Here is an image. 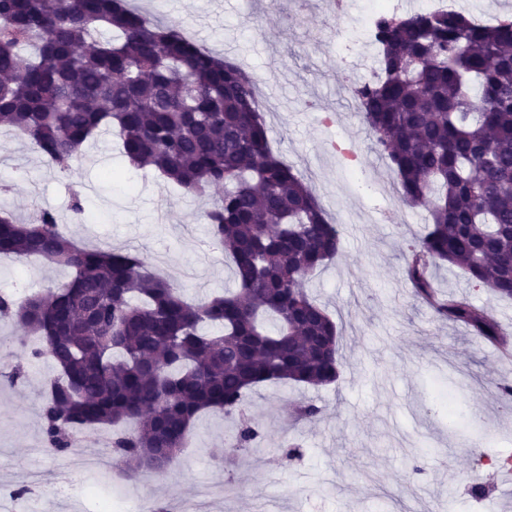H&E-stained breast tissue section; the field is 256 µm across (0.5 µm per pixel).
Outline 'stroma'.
I'll return each instance as SVG.
<instances>
[{
  "label": "stroma",
  "instance_id": "35a3bbf8",
  "mask_svg": "<svg viewBox=\"0 0 512 512\" xmlns=\"http://www.w3.org/2000/svg\"><path fill=\"white\" fill-rule=\"evenodd\" d=\"M142 14L181 30L201 48L260 81L274 104L271 146L302 176L316 175L319 202L342 228L340 253L311 277L309 294L341 330L340 373L318 388L269 382L247 399L263 438L257 451L227 468L212 449L234 424L222 412L202 414L176 466L152 480H126L118 465L76 474L67 455L45 450L41 390L54 375L40 359L29 379L0 385V485L38 481L18 512H100L114 495L130 506L179 504L201 487L215 494L214 512H483L498 498L497 462L512 456V407L495 388L512 378V359L464 326L439 320L416 301L402 270L424 232L426 211L386 196L395 181L360 118L346 109L343 82L364 79L373 47L356 55L336 48L334 29L357 38L372 0H350L347 15L328 23L326 0H271L264 13L251 0H130ZM361 146L360 163L377 190L359 193L348 160L330 141ZM0 209L18 215L52 210L75 240L134 247L147 269L199 300L235 287L232 263L215 246L199 215L214 195L191 196L153 172L128 165L115 133L85 147L63 175L28 141L0 132ZM80 190L94 222L76 221L71 192ZM433 276L447 293L463 294L512 333V300L498 299L458 269ZM322 410L319 420L294 422L299 402ZM295 447L285 458L283 450ZM238 485L224 502V484Z\"/></svg>",
  "mask_w": 512,
  "mask_h": 512
}]
</instances>
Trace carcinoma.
<instances>
[{"label": "carcinoma", "mask_w": 512, "mask_h": 512, "mask_svg": "<svg viewBox=\"0 0 512 512\" xmlns=\"http://www.w3.org/2000/svg\"><path fill=\"white\" fill-rule=\"evenodd\" d=\"M379 77L358 105L403 201L428 212L405 277L414 297L512 357V335L430 268H460L512 299V17L413 12L382 20ZM0 125L60 173L115 130L121 154L185 193L224 195L201 213L234 262L237 288L198 303L146 270L134 249L86 246L43 210L0 212V255L42 257L70 279L46 295L0 293V321L24 327L56 375L42 439L56 454L80 434L134 423L108 445L128 476L173 464L194 421L238 420L229 460L258 447L245 397L269 381L311 387L338 376L341 332L308 279L342 248L339 225L270 146L254 76L149 23L128 0H0Z\"/></svg>", "instance_id": "cac0c4a2"}]
</instances>
